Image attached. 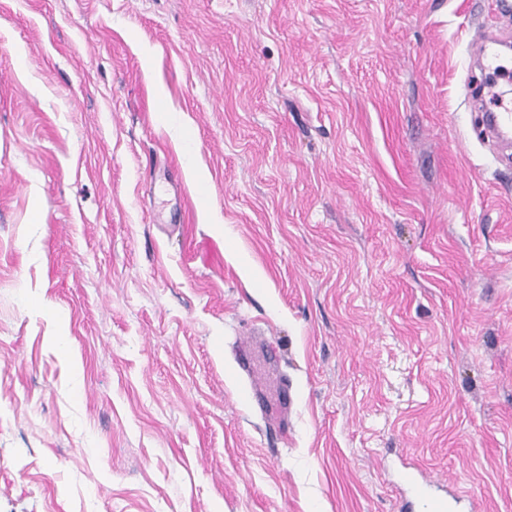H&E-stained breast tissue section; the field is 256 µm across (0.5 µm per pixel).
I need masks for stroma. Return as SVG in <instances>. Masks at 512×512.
<instances>
[{
	"label": "stroma",
	"mask_w": 512,
	"mask_h": 512,
	"mask_svg": "<svg viewBox=\"0 0 512 512\" xmlns=\"http://www.w3.org/2000/svg\"><path fill=\"white\" fill-rule=\"evenodd\" d=\"M481 27L512 10L0 0V512H398L403 453L512 512ZM261 353L264 362V354L260 351V347H252L251 343L247 345H241L238 347V353L236 355V364L240 372L246 375L251 380L255 379L259 381V373L262 370L260 363L259 354ZM267 364V363H266ZM254 394L260 410L266 414H279L288 408V397L283 382L275 384L273 392L269 389L263 391L254 386Z\"/></svg>",
	"instance_id": "stroma-1"
}]
</instances>
